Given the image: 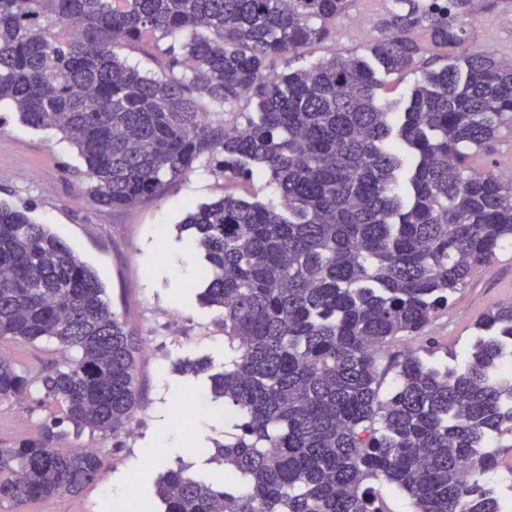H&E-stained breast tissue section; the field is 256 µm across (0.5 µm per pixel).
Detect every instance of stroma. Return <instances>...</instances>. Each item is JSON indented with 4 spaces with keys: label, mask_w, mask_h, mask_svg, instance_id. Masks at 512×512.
Returning a JSON list of instances; mask_svg holds the SVG:
<instances>
[{
    "label": "stroma",
    "mask_w": 512,
    "mask_h": 512,
    "mask_svg": "<svg viewBox=\"0 0 512 512\" xmlns=\"http://www.w3.org/2000/svg\"><path fill=\"white\" fill-rule=\"evenodd\" d=\"M392 8L391 0H352L347 15L337 20L332 48L342 55L370 57L380 36V22ZM471 51L494 50L512 63V0H502L491 11L477 9L466 21ZM415 40L425 51L418 69L379 74L376 93L381 102L401 106L428 69L448 62L446 49L431 46L427 33ZM85 166L72 145L60 134L22 123L9 103H0V202L30 209L31 218L47 225L79 258L92 268L105 287L114 311L142 345H153L158 358L141 357L137 381L141 404L136 411L141 425L132 435L75 436L62 429L53 441L57 448H101L109 467L101 482L76 496L62 494L25 507L24 512H106L109 498H145L155 492L157 478L167 469L187 467L196 476L215 481L224 477V465L211 456L196 454V447L213 448L233 441L237 431L215 413L196 415L189 428L173 422L178 406L209 391L207 375L182 371L183 361L209 359L213 371L224 369V329L218 310L200 303L182 290L194 277L203 253L179 225L188 211L218 200L232 189L220 171L197 167L172 183L162 197L110 210L96 206L86 192ZM244 198L263 202L275 192L265 178L233 189ZM512 302V246L498 261L453 299L452 318L433 325L448 350L436 358L455 366V356L472 340L475 324L489 307ZM0 354L20 367L45 369L64 366L67 360L54 344L37 346L0 342ZM38 389L26 399L0 403V444L38 436L50 411L39 404ZM169 439L159 446V436Z\"/></svg>",
    "instance_id": "stroma-1"
}]
</instances>
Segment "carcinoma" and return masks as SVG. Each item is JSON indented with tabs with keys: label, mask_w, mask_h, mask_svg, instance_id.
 <instances>
[{
	"label": "carcinoma",
	"mask_w": 512,
	"mask_h": 512,
	"mask_svg": "<svg viewBox=\"0 0 512 512\" xmlns=\"http://www.w3.org/2000/svg\"><path fill=\"white\" fill-rule=\"evenodd\" d=\"M477 2L393 0L375 64L334 54L291 70L288 55L330 41L351 0H0V102L77 149L97 205L159 198L200 163L277 193H228L182 221L204 252L185 290L221 312L229 352L212 393L241 434L217 447L224 483L163 473L162 512H389L371 481L413 512L512 503L487 479L503 467L490 440L512 435V303L482 316L457 366L430 360L434 321L512 242V180L467 164L512 129V64L466 49ZM418 29L460 64L425 72L391 112L375 68L418 66ZM122 45L161 75L121 60ZM0 339L78 351L40 372L0 355L1 402L39 383L59 409L38 437L0 445V503L101 481L105 452L55 448L53 428L125 431L141 345L96 273L2 202ZM400 339L420 347L395 352ZM373 486L390 512H413L409 499L400 491L385 484H373Z\"/></svg>",
	"instance_id": "carcinoma-1"
}]
</instances>
